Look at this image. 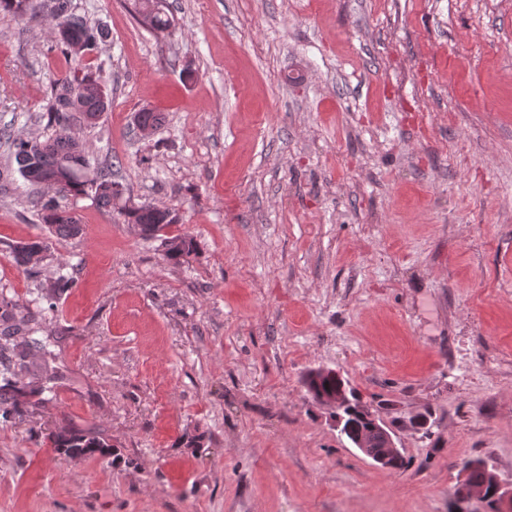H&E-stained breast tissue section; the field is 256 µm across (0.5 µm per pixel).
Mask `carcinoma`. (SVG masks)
<instances>
[{
	"mask_svg": "<svg viewBox=\"0 0 512 512\" xmlns=\"http://www.w3.org/2000/svg\"><path fill=\"white\" fill-rule=\"evenodd\" d=\"M1 11L16 16H34L38 13L33 0H0ZM172 26L173 19L164 9L155 10L151 22L153 31L170 35ZM50 30L57 48L64 54L71 53L72 46L77 44L90 50L102 36L101 30L72 12L71 0H53ZM99 82L100 76L92 71L76 68L55 83L46 113L47 126L54 130V135L43 141L38 138L15 140L13 157L17 172L32 186L41 185L42 178L54 180L52 188L63 199L89 196L100 208L117 209L126 223L143 226V239H161L166 259L179 264L194 254L195 244L189 235H166V229L178 222L173 211L150 205L132 210L128 207L130 198L124 197V191L115 190L119 183L108 174L88 175L86 147L73 134L71 120L75 112L94 117L108 110L95 96L84 97L80 92L81 88ZM33 205L40 207L41 223L47 226L49 232L64 237H76L82 233V224L70 210L56 204L42 205L37 199ZM47 248L46 242L38 239L12 246L11 254L15 263L36 279L39 270L33 257ZM76 286L75 272L61 273L51 285L52 292L46 294L45 300L50 302ZM36 325V313L4 295L0 296V423L19 417L21 408L31 403L32 398L42 395L46 384L58 377L57 371L49 364V353H43L40 362L34 359L30 345H35L38 350L44 349L39 340L34 338L30 344L16 341V337L34 332ZM19 375L31 379L30 388L14 380ZM303 385L314 398L335 396L343 391L352 400H357L355 392L347 388L344 379L331 372L314 376L309 371L303 377ZM341 417V434L349 441L356 434H376V427L368 412L350 414L343 411ZM50 443L58 455L69 458L93 457L97 454L104 456L112 449L103 435L72 426L53 434Z\"/></svg>",
	"mask_w": 512,
	"mask_h": 512,
	"instance_id": "cac0c4a2",
	"label": "carcinoma"
}]
</instances>
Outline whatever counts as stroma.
I'll return each instance as SVG.
<instances>
[{
    "label": "stroma",
    "mask_w": 512,
    "mask_h": 512,
    "mask_svg": "<svg viewBox=\"0 0 512 512\" xmlns=\"http://www.w3.org/2000/svg\"><path fill=\"white\" fill-rule=\"evenodd\" d=\"M73 5L112 97L74 126L91 170L197 251L172 264L88 198L80 236H47L9 143L49 135L75 62L46 17L0 13V293L79 270L36 334L62 379L0 424V512H448L465 461L512 477V0H164L168 37L133 0ZM42 236L33 279L9 247ZM318 367L403 469L333 428ZM70 423L111 455L53 453ZM302 381L307 392H309L313 398L318 396H336L339 392L343 391L355 402H360L355 392L351 389H347L344 379L340 376H336V373L330 372L313 376L312 370H310L304 375Z\"/></svg>",
    "instance_id": "stroma-1"
}]
</instances>
